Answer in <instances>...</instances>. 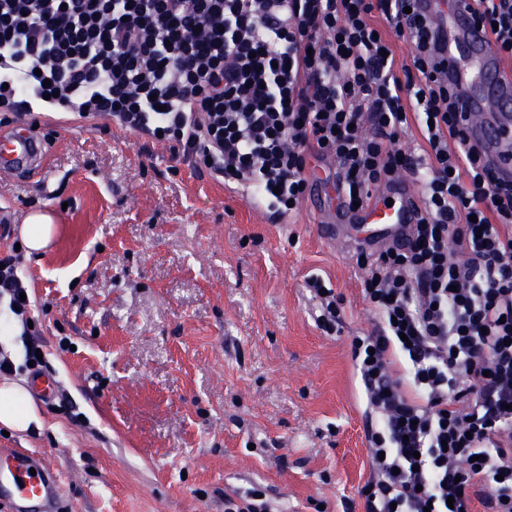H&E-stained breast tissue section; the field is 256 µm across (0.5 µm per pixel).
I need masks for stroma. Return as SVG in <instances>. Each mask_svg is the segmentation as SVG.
I'll return each mask as SVG.
<instances>
[{
	"label": "stroma",
	"instance_id": "obj_1",
	"mask_svg": "<svg viewBox=\"0 0 512 512\" xmlns=\"http://www.w3.org/2000/svg\"><path fill=\"white\" fill-rule=\"evenodd\" d=\"M38 130L48 169L0 176V203L15 240L26 214L54 213L49 250L18 267L58 387L35 400L40 425L0 448L42 456L68 512H224L258 485L279 512H362L351 340L377 316L350 247L321 238L310 201L276 219L144 136ZM313 274L344 300L338 332L315 323Z\"/></svg>",
	"mask_w": 512,
	"mask_h": 512
}]
</instances>
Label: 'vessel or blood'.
Returning <instances> with one entry per match:
<instances>
[{
    "label": "vessel or blood",
    "instance_id": "1",
    "mask_svg": "<svg viewBox=\"0 0 512 512\" xmlns=\"http://www.w3.org/2000/svg\"><path fill=\"white\" fill-rule=\"evenodd\" d=\"M415 7L432 16L442 37L444 75L467 118L470 143L512 177V74L506 72L489 32L462 0H416ZM46 162L45 140L38 132L24 128L0 135L1 173H37ZM316 207L325 215L321 234L330 243L345 242L344 225L367 224L371 231L362 242L378 249L397 242L402 229L421 216L414 184L405 177L375 189L362 209L337 208L327 193L317 198ZM61 497L57 475L43 457L21 448H0V501L11 512H60Z\"/></svg>",
    "mask_w": 512,
    "mask_h": 512
}]
</instances>
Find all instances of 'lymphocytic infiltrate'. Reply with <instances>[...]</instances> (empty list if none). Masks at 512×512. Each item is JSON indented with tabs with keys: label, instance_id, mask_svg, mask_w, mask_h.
I'll use <instances>...</instances> for the list:
<instances>
[{
	"label": "lymphocytic infiltrate",
	"instance_id": "f902f5d3",
	"mask_svg": "<svg viewBox=\"0 0 512 512\" xmlns=\"http://www.w3.org/2000/svg\"><path fill=\"white\" fill-rule=\"evenodd\" d=\"M410 2L0 0V124L111 120L280 219L316 161L347 209L412 176L406 248L352 255L380 317L351 344L373 416L363 512H512V179L470 146L434 22ZM466 2L512 59V0ZM306 286L337 331L341 298Z\"/></svg>",
	"mask_w": 512,
	"mask_h": 512
}]
</instances>
